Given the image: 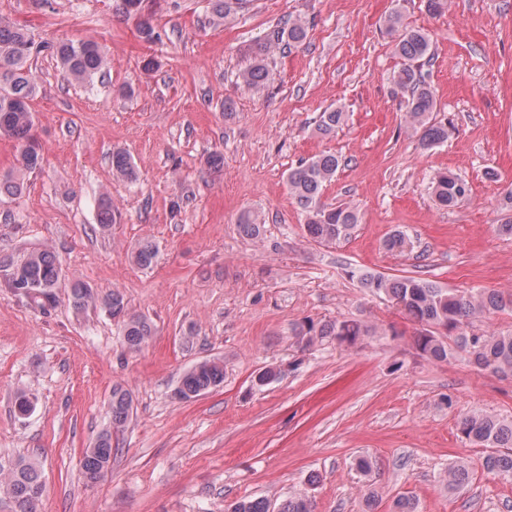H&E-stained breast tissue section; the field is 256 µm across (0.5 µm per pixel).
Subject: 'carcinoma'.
<instances>
[{
	"instance_id": "carcinoma-1",
	"label": "carcinoma",
	"mask_w": 512,
	"mask_h": 512,
	"mask_svg": "<svg viewBox=\"0 0 512 512\" xmlns=\"http://www.w3.org/2000/svg\"><path fill=\"white\" fill-rule=\"evenodd\" d=\"M144 0H115L116 12L136 23L140 37L148 42L162 41L161 32L154 26L152 15L145 11ZM210 23L219 27L242 12L250 0H208ZM386 33L392 38L395 52L404 60L395 83L410 91L407 100L406 121L419 133L424 149L448 141V123L436 119L433 91L421 71V62L432 56V41L427 32L403 24L402 16L394 12L385 21ZM308 36L307 22L301 17H288L275 33L274 41L258 45L253 63L240 72L239 80L247 89L259 92L272 81L266 58L278 45L297 48ZM38 52L28 33L15 25L0 22V135L18 142L19 173L33 172L43 162L40 147L32 135L34 116L30 107L37 79L30 60ZM64 79L70 83H90L94 76L104 72L107 58L96 41L78 44L63 43L55 48ZM347 120L340 108L327 110L319 116L314 131L328 138ZM112 174L118 179L133 181L137 170L131 155L118 149L112 152ZM342 159L331 153H321L288 172V188L296 203L305 213L307 236L317 243H334L351 234L359 223L358 211L350 205L329 206L322 202L325 188L336 177ZM431 193L436 203L451 208L470 193L469 183L461 177L441 172L432 183ZM157 255L156 245L150 241L139 243L134 262L147 268ZM0 275L8 287L31 305L46 310L58 301L56 288L61 271L53 252L44 249L32 251L18 261L0 262ZM364 287L383 294L400 307L407 318L423 326L415 332L413 344L419 354L429 360L449 362L462 357L471 366L489 372L501 379L512 378V332H487L473 329L475 322L498 313L512 312V294L497 290L459 292L447 290L421 276L389 277L381 274L363 278ZM77 308L101 303L113 318L121 320L127 347L140 349L154 328L143 316L127 312L123 295L114 291L100 299L87 287L76 286L71 292ZM373 327L359 320H333L323 324L304 322L294 329L297 344L304 349L317 347L327 338L336 345L352 347ZM224 381V364L218 360H202L188 369L177 388L181 400L195 398ZM131 399L127 391L112 389V427L119 431L128 422ZM461 440L487 449L481 468L502 479L512 478V419L469 410L457 421ZM112 460V433L99 435L93 446L85 449L83 476L89 483L98 481L108 470ZM471 467L454 464L445 471L448 489L457 490L468 484ZM0 488L13 499L15 512H38L44 484L38 465L19 458ZM270 502L264 498H243L227 507L225 512H269ZM278 512H314L313 502L304 494L291 497L278 507Z\"/></svg>"
}]
</instances>
